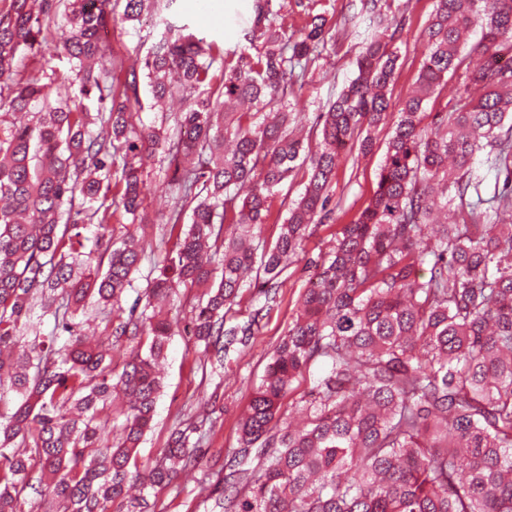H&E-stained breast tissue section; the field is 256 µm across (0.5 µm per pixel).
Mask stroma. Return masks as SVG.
I'll return each mask as SVG.
<instances>
[{
    "label": "stroma",
    "mask_w": 512,
    "mask_h": 512,
    "mask_svg": "<svg viewBox=\"0 0 512 512\" xmlns=\"http://www.w3.org/2000/svg\"><path fill=\"white\" fill-rule=\"evenodd\" d=\"M211 11H204L203 0H175L170 11L165 12L167 21L177 25H188L197 35L218 40L226 51L242 49L246 41L244 34L251 23L254 0H210ZM288 15V27L302 28L307 14L322 13L336 30V43L328 47L323 56L313 65L306 77L300 106L303 124H311L315 112L349 84L354 76L353 61L360 47L356 37L347 33L345 19L351 0H278ZM435 7V0H411L406 11L398 13L403 30L396 33L390 48L398 57L393 79L389 85L392 101H399L414 87L425 60V49L420 39ZM159 16L144 13L141 22L123 23L113 26L110 42L112 53L120 59L135 54H146L163 31L157 25ZM388 129H380L375 135L371 152L355 154L340 162L331 185V201L337 204L336 221L348 223L370 197L376 176L382 163ZM152 195L149 200L151 223L134 225L133 230L146 240L158 239L165 231L161 224L162 214L168 212L172 200L168 194L167 164L162 157H155L146 169ZM334 232L332 226L315 225L303 243L299 261L291 268V275L279 292L277 303L262 319L258 330L243 351L230 354L224 361L221 374L210 376L204 373L206 358L195 336L190 335L186 325L194 304L193 292L179 296L175 304L179 312V328L171 337L159 369L163 389L157 401L154 427L141 445L139 465L155 460L164 448L172 429L189 422L198 410V395L202 392L217 393L219 400L209 411L214 421L207 445L209 457L227 454L235 448L238 439V422L252 394L270 362L272 351L291 322L296 302L308 286L310 273L308 260L327 251Z\"/></svg>",
    "instance_id": "obj_1"
}]
</instances>
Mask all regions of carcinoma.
<instances>
[{
  "label": "carcinoma",
  "instance_id": "obj_1",
  "mask_svg": "<svg viewBox=\"0 0 512 512\" xmlns=\"http://www.w3.org/2000/svg\"><path fill=\"white\" fill-rule=\"evenodd\" d=\"M367 22L357 75L319 113L314 145L295 137L288 96L322 56L323 14L288 34L287 16L256 0L248 48L170 25L142 71L112 66L100 31L140 21L145 0H0V512H157L158 496L196 466L207 434L190 422L146 472L138 448L162 390L158 362L172 336L161 304L202 290L195 336L217 365L245 344L276 301L309 227L332 219L330 184L354 145L391 126L376 187L315 260L311 285L276 344L239 424L238 445L200 482L189 512H512V0H435L412 92L388 86L387 3L359 0ZM486 55L466 65L461 46ZM70 73L45 66L49 47ZM461 72L449 108L424 104ZM157 101L177 94L178 130L135 126L140 76ZM171 171L163 223L172 245L148 287L134 286L150 242L112 225L149 222L144 172ZM493 192L484 196L486 176ZM303 192L261 227L274 191ZM241 233L224 237V224ZM104 245L85 251L80 225ZM256 268L252 282L244 272ZM260 306L227 325L242 288ZM136 296L129 307L123 301ZM48 299L52 329L22 342L31 302ZM94 304L104 336L79 316ZM134 344L122 371L107 352ZM306 416L281 427L284 401ZM128 408L115 444L101 442L114 396Z\"/></svg>",
  "mask_w": 512,
  "mask_h": 512
}]
</instances>
